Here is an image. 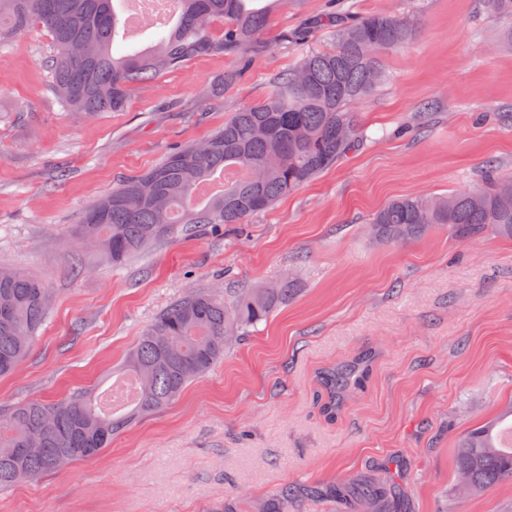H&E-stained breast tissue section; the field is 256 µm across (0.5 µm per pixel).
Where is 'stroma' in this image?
<instances>
[{"label": "stroma", "instance_id": "35a3bbf8", "mask_svg": "<svg viewBox=\"0 0 512 512\" xmlns=\"http://www.w3.org/2000/svg\"><path fill=\"white\" fill-rule=\"evenodd\" d=\"M348 4L421 22L355 106L368 142L241 232L180 233L120 267L76 250L73 224L119 180L257 102L301 55L279 34L331 13L330 0H283L263 54L195 58L92 119L55 98L45 31L0 47V266L52 294L28 356L0 379V406L109 386L141 332L189 293L288 275L299 288L169 408L101 455L0 495V512H204L221 499L256 512L284 487L288 512H347L326 487L374 480L387 486L380 512H512V481L470 496L455 463L466 431L512 409V238L460 240L437 225L390 244L370 224L393 200L477 186L491 165L512 173V29L483 0ZM364 351L363 386L327 419L320 371Z\"/></svg>", "mask_w": 512, "mask_h": 512}]
</instances>
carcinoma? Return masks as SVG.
Returning <instances> with one entry per match:
<instances>
[{
	"mask_svg": "<svg viewBox=\"0 0 512 512\" xmlns=\"http://www.w3.org/2000/svg\"><path fill=\"white\" fill-rule=\"evenodd\" d=\"M124 0H0V46L34 28L50 35L46 67L62 106L84 118L124 110L130 92L162 71L206 55L243 59L266 48L260 35L280 0L250 8L251 0H172L176 22L149 51L115 57ZM489 15L512 22V0H484ZM215 18L224 31L211 30ZM332 28L333 46L303 53L281 72L266 96L231 113L206 141L178 146L145 173L125 178L74 225L79 246L120 266L133 254L196 224H243L336 165L366 140L352 105L387 79L382 55L408 44L418 21L345 11L286 31L279 42L302 47L315 31ZM375 235L398 242L435 224L457 238L491 229L512 238V176L489 171L484 183L457 193L397 199L371 219ZM278 284L236 288L222 298L195 293L173 302L127 352L118 376L132 381L134 400L105 411L100 395L78 389L56 402L31 400L0 409V494L99 455L139 418L174 403L187 385L224 359V352L268 319L295 293ZM50 292L38 278L0 267V377L26 357L46 320ZM367 368L325 371L324 411L336 415V396L359 386ZM486 423L464 435L456 453L458 478L473 493L512 480L509 442Z\"/></svg>",
	"mask_w": 512,
	"mask_h": 512,
	"instance_id": "cac0c4a2",
	"label": "carcinoma"
}]
</instances>
